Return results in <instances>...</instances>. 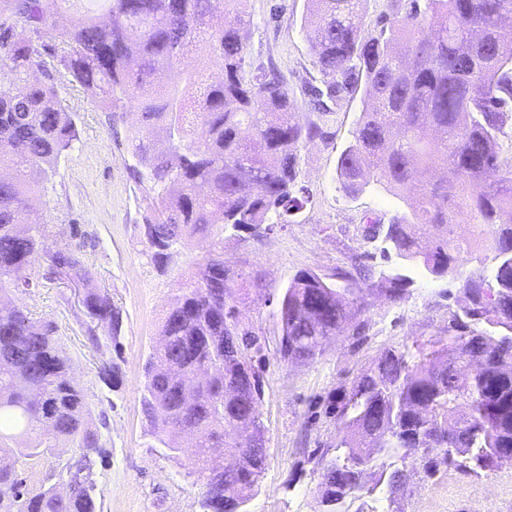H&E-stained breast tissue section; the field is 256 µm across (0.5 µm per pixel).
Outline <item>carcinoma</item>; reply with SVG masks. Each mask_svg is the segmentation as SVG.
<instances>
[{
    "label": "carcinoma",
    "mask_w": 512,
    "mask_h": 512,
    "mask_svg": "<svg viewBox=\"0 0 512 512\" xmlns=\"http://www.w3.org/2000/svg\"><path fill=\"white\" fill-rule=\"evenodd\" d=\"M78 2L0 0V67L11 75L0 81V165L12 169L0 180V298L33 287L28 272L40 261L73 273L84 286L87 339L105 358L98 378L119 384L112 353L122 313L97 286L85 231L68 225L70 243L50 252L48 225L28 216L79 140L62 85L97 103L110 126L138 112L132 173L152 199L140 227L152 263L163 272L173 246L211 240L162 320L141 411L173 459L181 434L194 433L188 475L208 488L204 498L224 496L209 481L224 471V449L239 455L226 476L236 494L217 512H241L258 487L259 458L239 449L234 426L248 413L230 392L236 377L213 373L187 402L171 373L205 372L236 351L251 367L264 356L266 341L239 326L229 305L224 234L261 242L273 225L293 223L309 201L297 180L301 149L325 140L335 108L359 94V120L337 159L341 187L398 198L407 211L385 225L383 257L462 281L466 303L448 335L385 350L331 395L335 456L322 474L324 512H347L348 502L364 512L383 483L395 502L409 463L429 478L451 465L476 475L497 468V455L512 448V375L495 376L499 362L512 363V163L503 160L512 151V0H395L373 32L363 21L367 0H307L320 84L309 87L313 117L304 122L284 76L249 57L245 0H104L102 14ZM191 52L202 63L186 70ZM461 215L481 251L456 233ZM488 260L489 273L472 272L471 263ZM339 278L292 277L278 309L281 360L314 361L347 325L360 335L365 289L347 272ZM381 283L396 303L412 279L396 268ZM473 361L491 376L459 385ZM457 424L441 444L438 429ZM61 447L73 455L60 459ZM108 453L57 324L23 305L0 306V512H99L95 475ZM49 456L58 459L54 472L29 486L25 466ZM369 467L375 484L356 482ZM64 484L78 490L62 496Z\"/></svg>",
    "instance_id": "obj_1"
}]
</instances>
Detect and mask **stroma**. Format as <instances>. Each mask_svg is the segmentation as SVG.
Here are the masks:
<instances>
[{
  "instance_id": "1",
  "label": "stroma",
  "mask_w": 512,
  "mask_h": 512,
  "mask_svg": "<svg viewBox=\"0 0 512 512\" xmlns=\"http://www.w3.org/2000/svg\"><path fill=\"white\" fill-rule=\"evenodd\" d=\"M306 7V0H247L250 56L255 64L277 67L302 119L310 112L306 88L319 81L304 27ZM66 99L80 138L61 158L36 217L51 227L53 250L65 244L61 227L78 224L88 234L85 258L98 272L101 291L122 310L118 388L98 380L74 292L45 264L31 270L33 288L12 300L27 306L34 318L55 321L93 415L106 417L101 433L111 456L97 476L102 512H201L202 486L189 476L187 456L169 458L157 443L141 413L140 395L143 366L169 302L207 256L208 243L177 248L166 271L155 268L140 234L148 202L130 173L135 160L128 134L136 114H125L110 127L84 94L71 91ZM361 109L360 100L343 103L326 127V140L302 149L300 179L309 202L294 223L275 228L259 244L224 241V259L237 275L239 318L269 342L259 364L267 464L247 512H322L319 460L334 440L335 427L333 419L316 415L318 404L369 369L382 351L445 335L451 315L464 304L461 281L434 279L411 266L407 273L414 283L400 302L386 299L379 280H370L363 335L331 337L323 355L306 365L279 358L277 310L292 277L310 270L335 281L363 253L381 264V243L365 238L363 218L371 213L387 224L402 213L395 196L373 189L350 196L336 179L337 156ZM398 502L403 512H512V463L478 477L452 467L431 478L415 474Z\"/></svg>"
}]
</instances>
